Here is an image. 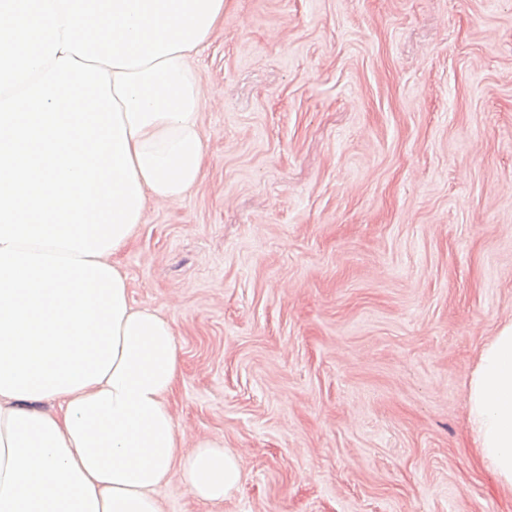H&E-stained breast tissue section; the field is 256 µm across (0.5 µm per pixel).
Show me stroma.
<instances>
[{
  "label": "stroma",
  "mask_w": 512,
  "mask_h": 512,
  "mask_svg": "<svg viewBox=\"0 0 512 512\" xmlns=\"http://www.w3.org/2000/svg\"><path fill=\"white\" fill-rule=\"evenodd\" d=\"M193 68L205 177L116 260L242 473L165 512H512L465 388L512 323V0H227Z\"/></svg>",
  "instance_id": "stroma-1"
}]
</instances>
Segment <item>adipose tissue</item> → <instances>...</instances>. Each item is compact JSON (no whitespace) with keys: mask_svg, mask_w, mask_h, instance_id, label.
Listing matches in <instances>:
<instances>
[{"mask_svg":"<svg viewBox=\"0 0 512 512\" xmlns=\"http://www.w3.org/2000/svg\"><path fill=\"white\" fill-rule=\"evenodd\" d=\"M226 0H0V512H163L180 473L205 502L241 478L168 396L171 323L114 262L148 200L203 179L192 55ZM480 464L512 495V323L467 384Z\"/></svg>","mask_w":512,"mask_h":512,"instance_id":"ef3b65f1","label":"adipose tissue"}]
</instances>
